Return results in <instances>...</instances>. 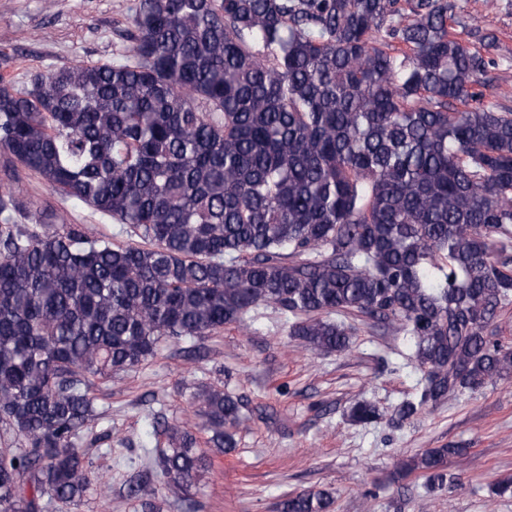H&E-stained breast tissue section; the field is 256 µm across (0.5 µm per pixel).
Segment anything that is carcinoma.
<instances>
[{
	"label": "carcinoma",
	"instance_id": "obj_1",
	"mask_svg": "<svg viewBox=\"0 0 512 512\" xmlns=\"http://www.w3.org/2000/svg\"><path fill=\"white\" fill-rule=\"evenodd\" d=\"M455 0H138L106 64L0 78V512L78 508L95 483L74 441L93 390L263 306L314 354L349 349L353 313L409 336L423 382L396 417L512 378L495 338L512 300V108L483 102L497 38L470 48ZM135 235L16 224L18 168ZM211 450L237 445L240 398L194 396ZM382 417L355 402L351 422ZM160 475L211 463L163 425ZM463 448L401 462L434 490ZM160 512L157 489H130ZM326 489L278 512H332Z\"/></svg>",
	"mask_w": 512,
	"mask_h": 512
}]
</instances>
